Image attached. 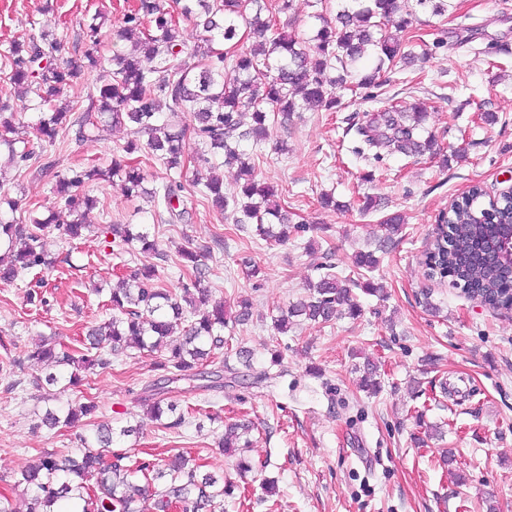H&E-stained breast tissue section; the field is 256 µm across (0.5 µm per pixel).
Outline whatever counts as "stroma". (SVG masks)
Segmentation results:
<instances>
[{"label":"stroma","mask_w":512,"mask_h":512,"mask_svg":"<svg viewBox=\"0 0 512 512\" xmlns=\"http://www.w3.org/2000/svg\"><path fill=\"white\" fill-rule=\"evenodd\" d=\"M136 0H0V52L21 39L31 23L49 22L68 32L64 57L82 65L66 98L84 100L89 88L110 83L112 68H85L81 24L98 12L104 55L124 49L118 33ZM301 38L317 26L311 0H293L280 12L279 0H261ZM412 23L403 34L410 62L398 64L372 99L344 91L334 112L313 107L290 119H277L270 139L284 152L263 149L256 158L260 182L274 185L293 221L309 224L302 237L281 246L238 231L230 215L210 203L195 206L188 221H161L150 198H130L119 178L89 185L96 208L86 216L81 238L67 240L59 227L68 214L55 208L58 177L80 167L106 169L126 161L123 150L133 133L116 127L99 136L68 137L43 148L44 168L0 172L11 197L21 199L16 223L30 215L55 214L45 230L43 250L55 268L43 284L26 277L0 281V361L33 349L40 340L81 351L89 327L109 316L106 291L144 264H157L165 287L180 288V247H211L223 237V251L208 258L201 282L214 298L235 305L250 299L252 318L236 337L252 354L247 381L225 372L220 388H199L181 380L168 397L185 412L186 422L165 428L148 419L141 396L160 379L166 348H135L112 356L110 369L84 374L75 386L44 381L50 366L25 362L13 376H0V496L16 512H26L29 494L15 483L20 468L37 464L44 453L76 447L78 429L48 430L37 422L46 410L94 400L100 420L113 427L136 426L114 449L134 458L171 459L181 455L204 472L224 476V512H512V309L492 310L448 284L429 279L424 264L442 212L474 183L489 194L512 185V0H448L436 15L416 0H402ZM422 104L423 126L435 136L438 157L382 155L372 162V180L348 149L347 120L393 104ZM348 203L339 211L321 206L322 193ZM381 197L383 208L364 214L358 197ZM405 218L403 238L382 255L373 278L383 296L360 295V316L328 324L299 321L277 334L272 319L307 295L316 264L333 252L339 266L353 254L374 249L381 222L392 213ZM112 224H139L159 242L167 261L136 253L119 261L112 254ZM260 273L248 277L242 258ZM45 303L30 305V289ZM440 306L427 312L424 300ZM280 353L283 376L268 385L271 357ZM380 364L377 395L359 391L358 365ZM19 386L8 390L9 378ZM248 417L256 425L248 456L254 468L239 474L235 458L217 448L225 422ZM450 450L452 466L440 454ZM463 474L465 486L454 483Z\"/></svg>","instance_id":"35a3bbf8"}]
</instances>
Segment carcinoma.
I'll return each mask as SVG.
<instances>
[{
    "label": "carcinoma",
    "mask_w": 512,
    "mask_h": 512,
    "mask_svg": "<svg viewBox=\"0 0 512 512\" xmlns=\"http://www.w3.org/2000/svg\"><path fill=\"white\" fill-rule=\"evenodd\" d=\"M349 2L358 8H339L334 24L321 13L314 15L320 27L305 42L280 28L273 15L263 18L258 10L247 16L248 6L259 0H175L182 16L200 33L199 42L189 46L163 0H137L119 34L130 46L111 58L112 82L88 91L87 105L77 107L80 115L74 118L69 106L56 101L78 78L80 68L62 57L63 40L48 26L31 25L22 40L10 44L4 58L23 108L40 112L34 127L39 137L54 143L60 132L74 125L99 131L128 125L137 138L128 141L124 151L156 159L169 170L165 180L148 192L141 167L112 163V175L121 177L128 196L149 193L167 211L168 222L175 223L188 220L198 193L220 213H231L239 230L252 232L274 246L288 241L291 233L306 231V225L292 223L276 201L277 190L257 182L255 163L242 147L251 144L259 150L268 144L269 124L277 114L301 112L310 105L334 112L341 104L340 91L380 87L382 76L405 56L401 33L411 20L396 18L399 0ZM104 21L105 14L98 12L83 24L84 58L90 68L100 60ZM242 23L258 37L255 44L234 55L214 47L218 38L225 43L240 42ZM367 54L374 56L377 64L362 73L356 63ZM144 58L154 66L144 67ZM229 66L237 76L228 83L224 70ZM330 70L337 76H327ZM15 117L12 106L0 105V148L7 151L9 163L30 168L40 162L41 155L33 148L17 147V139L12 137ZM423 119L418 108L412 112L396 104L384 108L356 125L358 145L351 153L364 163L381 158L383 151L412 158L434 155V136L421 138ZM225 163L238 165L243 183L236 191H224V179L217 170ZM189 166L209 171L207 181L194 182L192 191L183 182ZM99 175L101 171L94 168L74 170L56 183L59 206L70 216L62 226L63 234L71 239L81 235L86 212L96 204V199L75 190ZM54 221L52 213L29 224L0 218V248L12 257L9 265L0 267V280L52 266L40 240ZM504 224H512V196L501 193L489 198L481 185H473L441 216L431 251L426 253L427 275L468 298L480 299L493 310L512 308V251L505 246L497 252L492 248L500 241ZM403 226L399 213L385 219V234L376 250L360 251L353 257L356 279L337 271L333 252H325L317 265L318 279L307 285L309 295L275 317L274 330L287 334L297 317L328 323L338 315L361 314L362 305L353 288L370 296L381 291L373 277L364 273L379 266L376 253L395 249ZM112 235L113 244L123 251L138 245L142 252L167 259L135 224H114ZM215 248L224 249V240L216 238L214 247L202 252L190 247L179 250L181 265L194 281L205 277L204 259ZM109 303L112 318L88 331L86 350L79 356L40 344L22 357L1 363L0 374L10 375L31 360L50 362L63 368L68 383L75 385L77 370L105 371L110 367L106 344L114 351L132 345L151 352L164 343L169 356L159 367L171 368L174 376L182 378H194L204 370L216 385L221 380L219 371L208 370L216 350L226 349L242 366L251 368V353L233 347V337H224L229 323L242 324L252 316L246 298L238 302L239 310L229 321L224 303L210 302L207 290L184 288L177 295L160 283L157 266L149 264L120 280L112 288ZM376 374L375 362L366 360L360 388L377 392L380 382ZM143 405L150 417L168 419L167 428L185 423V415L162 397H148ZM98 409L97 403L88 399L57 411L49 409L40 418V424L49 429L84 419L96 429L90 436H80V447L68 449L67 454L48 453L37 465L19 470L17 483L32 493L27 512H64L76 499L84 502L81 512H216L222 508L224 477L201 474L194 467L161 458L127 460L125 454L112 450L117 432L111 424L95 423ZM249 430L247 423L228 425L222 438L224 453L233 455L241 447H250ZM133 432L134 428L127 426L117 434Z\"/></svg>",
    "instance_id": "obj_1"
}]
</instances>
